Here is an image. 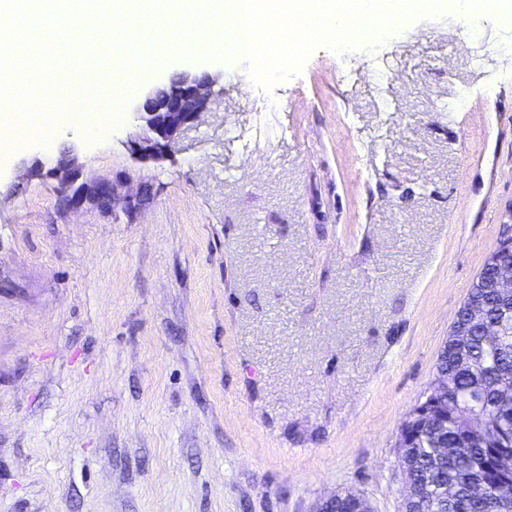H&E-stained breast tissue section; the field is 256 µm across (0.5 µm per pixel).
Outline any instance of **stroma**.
Wrapping results in <instances>:
<instances>
[{"instance_id":"obj_1","label":"stroma","mask_w":512,"mask_h":512,"mask_svg":"<svg viewBox=\"0 0 512 512\" xmlns=\"http://www.w3.org/2000/svg\"><path fill=\"white\" fill-rule=\"evenodd\" d=\"M373 49H316L262 90L174 53L105 129L0 153V512H401V426L512 225V0ZM396 56L402 77L376 78ZM216 75L157 163L123 142L146 89ZM134 208L63 205L48 171Z\"/></svg>"}]
</instances>
